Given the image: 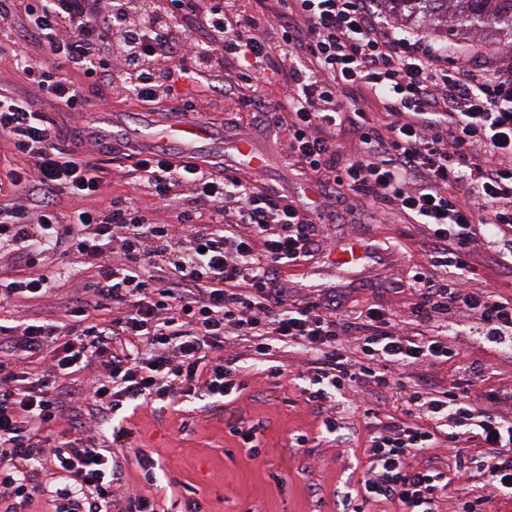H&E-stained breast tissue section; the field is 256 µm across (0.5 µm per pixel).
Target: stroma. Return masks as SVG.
<instances>
[{
  "label": "stroma",
  "instance_id": "35a3bbf8",
  "mask_svg": "<svg viewBox=\"0 0 512 512\" xmlns=\"http://www.w3.org/2000/svg\"><path fill=\"white\" fill-rule=\"evenodd\" d=\"M20 23L17 14L0 23V88L25 95L29 87L15 68L14 56L22 52L39 60L43 51L23 38ZM81 90L87 101L88 120L108 114L117 132L131 138H138L146 130L160 136L153 115L134 100L90 82L82 83ZM200 99L199 93L192 92L169 102L167 109L200 113L211 123L218 141L196 144V151L220 152L225 163H236V142L226 138L225 123L240 110L238 95L211 93L206 107ZM248 141L263 155L259 174L267 184L292 199H306L309 183L294 160L286 157L281 137L271 132L257 133L249 135ZM88 150L99 157L102 196L135 191L127 174L128 160L99 154L93 144ZM316 230L319 251L306 268L293 273L296 290H336L361 302L370 299L394 311L402 309L407 294L388 290L387 283L402 277L409 264L420 260L422 235L418 227L402 215L390 213L380 224H320ZM360 239L384 250V259L338 265L337 251ZM39 269L48 275L58 271L63 274L55 281L51 297L0 306V324L11 325L18 317L63 319L88 275L84 265L55 246L42 254ZM250 373L251 390L226 411L204 409L197 401L183 404L177 411L139 407L125 423L132 447L159 454L170 478L192 486V512H245L249 507L254 512H342L338 493L359 466L366 446L368 430L362 417L345 413L352 448L348 455L338 456L336 448L320 439V421L292 382L268 378L259 363L251 366ZM237 422L258 426V457H249L229 434V425ZM298 433L308 434L309 448H294L293 438Z\"/></svg>",
  "mask_w": 512,
  "mask_h": 512
}]
</instances>
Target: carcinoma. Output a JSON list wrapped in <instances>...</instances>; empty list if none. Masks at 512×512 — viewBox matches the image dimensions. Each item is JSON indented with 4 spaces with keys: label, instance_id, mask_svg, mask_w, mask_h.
<instances>
[{
    "label": "carcinoma",
    "instance_id": "1",
    "mask_svg": "<svg viewBox=\"0 0 512 512\" xmlns=\"http://www.w3.org/2000/svg\"><path fill=\"white\" fill-rule=\"evenodd\" d=\"M404 28L491 35L512 52V0H380Z\"/></svg>",
    "mask_w": 512,
    "mask_h": 512
}]
</instances>
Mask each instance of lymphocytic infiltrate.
Returning <instances> with one entry per match:
<instances>
[{"label": "lymphocytic infiltrate", "mask_w": 512, "mask_h": 512, "mask_svg": "<svg viewBox=\"0 0 512 512\" xmlns=\"http://www.w3.org/2000/svg\"><path fill=\"white\" fill-rule=\"evenodd\" d=\"M189 5L168 0L162 15L146 0H25V29L46 58L16 56V68L75 121L69 147H60L64 136L32 96L0 92V135L29 160L11 179L14 201L0 204V237L21 243L28 270L0 276V303L50 294L49 276L33 270L50 244L65 243L93 275L68 322L18 320L14 347L43 356L41 373L0 359V512H25L44 496L59 499L58 512H112L117 501L122 512H165L156 492L162 462L143 450L127 456L119 411L188 399L232 405L249 387L245 354L265 363L268 377L293 375L337 447L350 443L337 406L372 420L344 512L373 501L399 512H488L492 501L511 502L512 415L495 407L512 404V387L488 385L467 339L512 345V297L473 283L478 242L510 243L501 263L512 268V65L460 69L452 49L401 30L379 0H274L275 48L291 62V90L276 102L289 114L284 151L319 201L301 206L258 175L152 147L129 171L138 192L97 205L99 167L83 149L86 101L58 63L150 110L194 88L223 87L229 63L248 88V113L232 130L264 126L275 49L264 17L239 0H207L193 30L178 21ZM354 87L375 94L383 120L346 105ZM342 126L362 144L344 162L335 140ZM182 187L192 203L177 216L180 234L154 219L151 203L174 200ZM65 196L88 205L64 221ZM335 204L369 220L380 205L420 228L422 261L391 285L413 291L409 318L369 303L352 322L335 292L295 295L278 280L314 258L315 221ZM101 310L109 318H98ZM232 345L245 354L229 353ZM444 364L456 375L446 386L406 376ZM89 366L84 405L108 432L106 445L48 434L66 410L64 379ZM476 386L489 409L476 406ZM388 396L400 413L383 421ZM443 450L454 471L436 464ZM132 461L144 484L135 492L125 489Z\"/></svg>", "instance_id": "f902f5d3"}]
</instances>
